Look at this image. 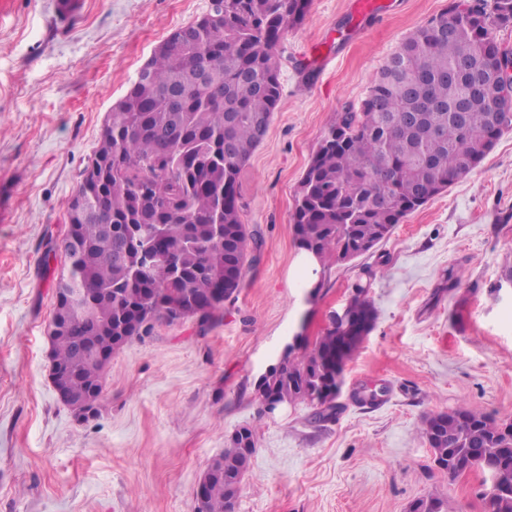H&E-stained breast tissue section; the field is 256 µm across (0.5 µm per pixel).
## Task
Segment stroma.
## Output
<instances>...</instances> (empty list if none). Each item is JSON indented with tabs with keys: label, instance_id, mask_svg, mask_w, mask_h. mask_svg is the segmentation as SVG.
Listing matches in <instances>:
<instances>
[{
	"label": "stroma",
	"instance_id": "obj_1",
	"mask_svg": "<svg viewBox=\"0 0 512 512\" xmlns=\"http://www.w3.org/2000/svg\"><path fill=\"white\" fill-rule=\"evenodd\" d=\"M13 0L0 19V512H193V489L225 440L253 427L235 512H407L436 494L448 512H489L479 474L434 468L424 419L458 404L512 418V131L469 175L409 214L373 253L318 278L291 213L328 128L359 106L401 42L450 0H398L364 34L309 51L350 22V0H312L289 29L282 97L239 179L243 220L263 245L224 318L156 325L115 354L97 420L77 424L49 378L47 324L66 205L112 107L166 37L210 0ZM318 294H311L315 282ZM377 318L347 362L339 409L263 410L260 374L298 330L321 335L355 285ZM386 387L381 400L360 392Z\"/></svg>",
	"mask_w": 512,
	"mask_h": 512
}]
</instances>
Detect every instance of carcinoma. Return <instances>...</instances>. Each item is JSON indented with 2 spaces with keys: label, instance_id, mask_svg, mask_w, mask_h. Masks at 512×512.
Instances as JSON below:
<instances>
[{
  "label": "carcinoma",
  "instance_id": "cac0c4a2",
  "mask_svg": "<svg viewBox=\"0 0 512 512\" xmlns=\"http://www.w3.org/2000/svg\"><path fill=\"white\" fill-rule=\"evenodd\" d=\"M311 0H224L218 23L186 25L187 48L160 45L146 75L132 81L106 117L91 158L95 181L79 184L97 217L67 220L72 287L84 289L75 325L83 341L51 340L56 367L77 395L94 393L89 423L100 415L112 356L161 322L195 318L206 329L223 317L259 247L243 224L238 177L262 141L282 94L277 46L300 25ZM512 27V0H477L448 9L408 36L373 80L358 110L328 129L300 181L291 215L297 248L326 269L375 249L404 217L461 177L460 158L478 165L512 129V93H495L502 67L498 30ZM199 68L224 85V103L193 83ZM469 105L457 119L455 104ZM377 318L369 289L357 285L346 319L301 354L286 357L256 382L271 398L335 414L347 361ZM422 437L448 479L493 470L485 487L491 512H512V419L460 405L429 415ZM255 430L226 442L205 512H230L235 485L249 473ZM412 512H448L429 495Z\"/></svg>",
  "mask_w": 512,
  "mask_h": 512
}]
</instances>
